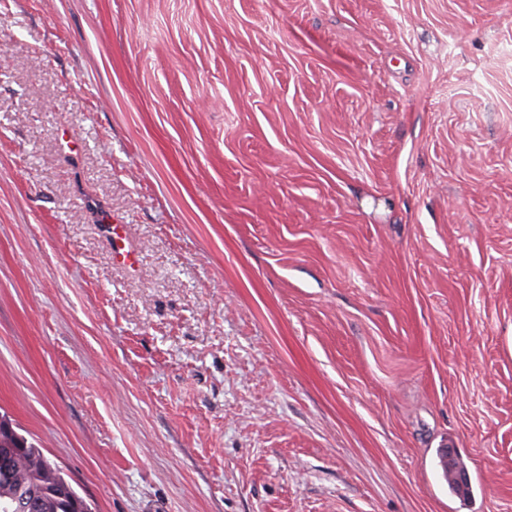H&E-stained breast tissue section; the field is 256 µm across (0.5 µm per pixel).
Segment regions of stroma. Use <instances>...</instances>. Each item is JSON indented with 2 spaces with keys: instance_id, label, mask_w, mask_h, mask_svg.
<instances>
[{
  "instance_id": "obj_1",
  "label": "stroma",
  "mask_w": 512,
  "mask_h": 512,
  "mask_svg": "<svg viewBox=\"0 0 512 512\" xmlns=\"http://www.w3.org/2000/svg\"><path fill=\"white\" fill-rule=\"evenodd\" d=\"M2 414L93 512H512V0H0Z\"/></svg>"
}]
</instances>
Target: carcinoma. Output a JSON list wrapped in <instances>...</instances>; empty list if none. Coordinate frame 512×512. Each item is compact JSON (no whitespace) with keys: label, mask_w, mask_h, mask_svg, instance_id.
<instances>
[{"label":"carcinoma","mask_w":512,"mask_h":512,"mask_svg":"<svg viewBox=\"0 0 512 512\" xmlns=\"http://www.w3.org/2000/svg\"><path fill=\"white\" fill-rule=\"evenodd\" d=\"M0 512H91L41 449L0 418Z\"/></svg>","instance_id":"cac0c4a2"}]
</instances>
